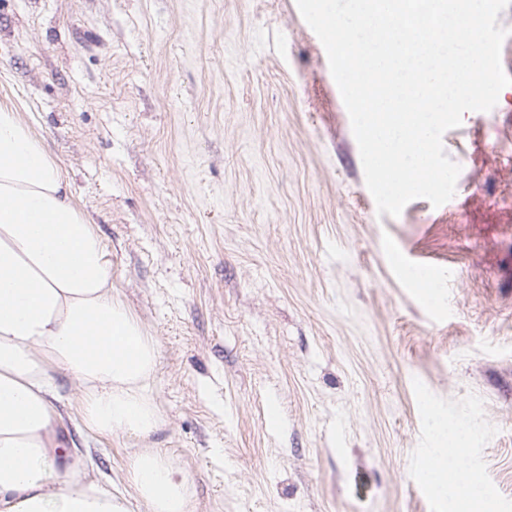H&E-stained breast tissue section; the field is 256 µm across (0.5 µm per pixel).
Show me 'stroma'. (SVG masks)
I'll list each match as a JSON object with an SVG mask.
<instances>
[{"instance_id": "35a3bbf8", "label": "stroma", "mask_w": 512, "mask_h": 512, "mask_svg": "<svg viewBox=\"0 0 512 512\" xmlns=\"http://www.w3.org/2000/svg\"><path fill=\"white\" fill-rule=\"evenodd\" d=\"M1 102L158 344L151 441L192 512H450L419 482L437 415L470 426L453 484L512 512V86L444 134L454 197L397 217L296 0H0ZM56 384L63 458L146 512L137 439L85 430Z\"/></svg>"}]
</instances>
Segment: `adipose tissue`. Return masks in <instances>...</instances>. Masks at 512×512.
<instances>
[{"label": "adipose tissue", "mask_w": 512, "mask_h": 512, "mask_svg": "<svg viewBox=\"0 0 512 512\" xmlns=\"http://www.w3.org/2000/svg\"><path fill=\"white\" fill-rule=\"evenodd\" d=\"M157 347L112 286L107 245L76 205L66 173L10 105L0 104V512H129L96 481H63L48 433L54 374L80 385L84 427L146 439L163 424L152 384ZM464 423L445 425L430 471L437 492L458 467ZM147 512H190L187 475L155 448L132 453Z\"/></svg>", "instance_id": "adipose-tissue-1"}]
</instances>
